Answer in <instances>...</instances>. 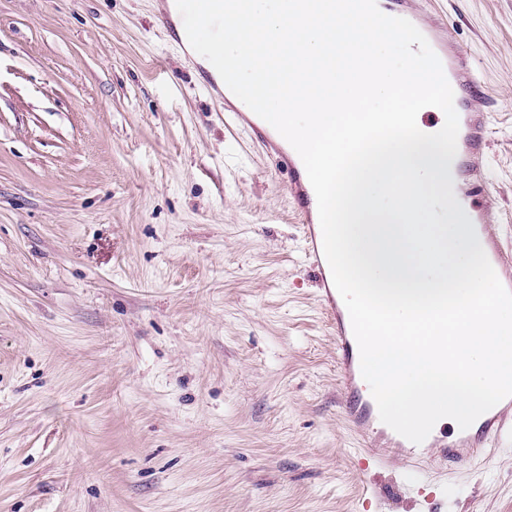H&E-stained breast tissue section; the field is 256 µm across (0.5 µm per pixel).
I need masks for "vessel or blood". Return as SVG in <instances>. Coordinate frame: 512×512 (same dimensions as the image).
I'll use <instances>...</instances> for the list:
<instances>
[{
	"instance_id": "vessel-or-blood-1",
	"label": "vessel or blood",
	"mask_w": 512,
	"mask_h": 512,
	"mask_svg": "<svg viewBox=\"0 0 512 512\" xmlns=\"http://www.w3.org/2000/svg\"><path fill=\"white\" fill-rule=\"evenodd\" d=\"M386 15L411 21L426 37L439 57L445 76L454 91L459 116L457 153L453 165L458 177L456 198L471 220L484 252L502 284L512 291V254L502 247L489 224L493 212L490 183L486 170L490 126L484 109L486 97L475 75L472 60L448 39L445 25L427 20L416 0H377ZM257 138L282 162L289 173V190L297 200L299 212L310 216L311 197L303 183L299 159L280 148L267 127L254 126ZM308 257L318 270L321 305L336 328V363L344 396L343 409L359 442L365 462L376 468L403 472L434 469H462L496 449L512 435V397L505 398L479 417L476 426L451 435L432 434L422 444H414L381 422L374 399L362 395L360 352L346 306L339 302L331 269L324 256L320 225L304 224Z\"/></svg>"
}]
</instances>
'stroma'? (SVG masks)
Listing matches in <instances>:
<instances>
[{
  "mask_svg": "<svg viewBox=\"0 0 512 512\" xmlns=\"http://www.w3.org/2000/svg\"><path fill=\"white\" fill-rule=\"evenodd\" d=\"M163 0H0V512H512L365 471L288 174ZM492 106L512 242V0H431Z\"/></svg>",
  "mask_w": 512,
  "mask_h": 512,
  "instance_id": "stroma-1",
  "label": "stroma"
}]
</instances>
